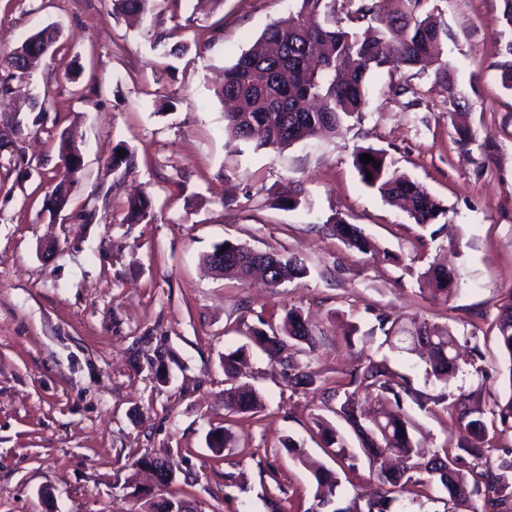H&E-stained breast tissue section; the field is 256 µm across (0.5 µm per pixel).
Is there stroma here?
I'll return each instance as SVG.
<instances>
[{
    "label": "stroma",
    "mask_w": 512,
    "mask_h": 512,
    "mask_svg": "<svg viewBox=\"0 0 512 512\" xmlns=\"http://www.w3.org/2000/svg\"><path fill=\"white\" fill-rule=\"evenodd\" d=\"M430 3L452 33L447 81L431 68L377 71L364 111L340 132L277 149L230 138L215 88L298 0H153L135 21L112 0H0V56L43 28L57 33L25 80L0 69V512H143L130 480L145 456L174 471L153 495L199 512H308L316 481L283 443L334 467L317 427L333 417L322 392L354 365L388 360L415 389L451 401L502 397L506 362L491 327L512 296L501 2ZM174 26L176 39L154 44V31ZM66 137L83 168L56 214ZM361 147L384 151L442 202L434 229L365 186L353 164ZM118 150L131 160L116 169ZM295 185L301 205L279 207ZM140 192L152 220L135 224L128 201ZM338 217L373 251L333 236ZM227 240L297 257L308 273L277 287L212 275L202 259ZM435 259L459 275L446 301L418 291ZM291 308L314 335L312 350L293 352L314 380L305 389L248 343L261 320ZM379 312L450 328L475 349L447 382L426 379L417 355L386 342ZM241 347L239 381L263 407L228 420L223 361ZM407 409L416 439L456 450L464 433L446 412ZM224 427L229 442L210 448Z\"/></svg>",
    "instance_id": "obj_1"
}]
</instances>
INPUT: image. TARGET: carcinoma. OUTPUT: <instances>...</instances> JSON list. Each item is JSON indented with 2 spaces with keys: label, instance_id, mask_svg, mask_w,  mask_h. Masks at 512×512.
<instances>
[{
  "label": "carcinoma",
  "instance_id": "obj_1",
  "mask_svg": "<svg viewBox=\"0 0 512 512\" xmlns=\"http://www.w3.org/2000/svg\"><path fill=\"white\" fill-rule=\"evenodd\" d=\"M299 8L288 17L268 24L258 45L241 53L224 70V80L217 95L233 101V109L224 113V132L232 138L253 141L259 146L281 147L324 133L340 131L346 120L360 114L368 95V77L385 67H418L439 64L438 74L448 81L447 64L441 62V48L450 33L439 12L428 8L429 0H386L387 8H377L374 0H359L358 7L346 15V22L336 20V0H299ZM151 0H113V12L144 15ZM507 60L500 65V82L512 91V38L502 45ZM14 77H23L26 59L13 53L0 58ZM71 145L61 144L62 171L52 195L69 199L67 183ZM368 154L374 161L365 164L360 156ZM354 165L362 182L377 190L389 203L402 207L414 221L425 228L446 213L440 201L420 183L399 173L388 163L386 154L361 148ZM372 179H367V175ZM151 199L138 194L130 199V218L146 219L151 213ZM331 232L348 246L366 251L370 242L362 229L336 218ZM226 247L224 257L235 261L219 267L218 250ZM243 245L225 241L205 256L211 269L233 270L241 279L252 275V267L243 264ZM276 270L271 285L299 280L307 275L297 260L275 255ZM421 292L448 299L455 292L448 288V267L431 264L417 276ZM379 329L392 347L401 342L398 320L385 313L376 315ZM411 345L425 350V372L438 381L448 379L457 368L459 337L450 329L433 331L424 321L411 322ZM497 341L508 357V392L502 401L485 409L470 398H460L444 405L441 398H430L412 388L408 378L392 369L385 360L360 364L327 391L326 400L336 401L333 413L341 418L359 440L360 447L348 448L337 428L322 419L317 426L336 457L347 467H357L365 460L383 493L349 500L336 498L340 486L339 472L319 469L314 472L317 484L315 504L309 512H391L394 493L406 485L420 489L437 483L446 492L444 512H459L466 505L469 512H512V451L495 458L492 449L468 445L458 447L450 456L420 447L414 439V423L403 410L404 397L419 407L430 403L443 406L451 425L476 430L485 435V415L493 417V434L512 430V297L500 308L495 320ZM250 340L261 348L271 363L288 371V381L296 386L311 384L310 375L288 357V349L311 344L308 322L296 309H289L279 326L268 325L253 331ZM245 354L238 349L224 355V376L230 386L224 389V411L229 414L255 412L262 407L261 395L252 389L233 384L237 364ZM472 457L468 473L459 469L461 454Z\"/></svg>",
  "mask_w": 512,
  "mask_h": 512
}]
</instances>
